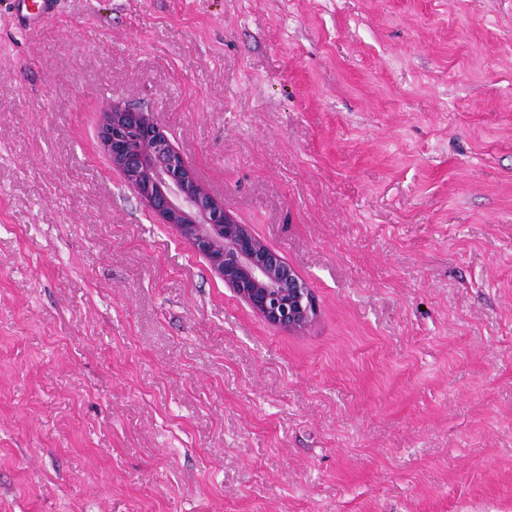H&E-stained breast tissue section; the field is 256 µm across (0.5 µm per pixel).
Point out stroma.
I'll return each mask as SVG.
<instances>
[{
  "mask_svg": "<svg viewBox=\"0 0 512 512\" xmlns=\"http://www.w3.org/2000/svg\"><path fill=\"white\" fill-rule=\"evenodd\" d=\"M113 101L307 333L125 186ZM0 512H512V0H0ZM99 143L137 197L257 315L307 331L317 305L295 271L212 195L147 108L112 102L100 112Z\"/></svg>",
  "mask_w": 512,
  "mask_h": 512,
  "instance_id": "obj_1",
  "label": "stroma"
}]
</instances>
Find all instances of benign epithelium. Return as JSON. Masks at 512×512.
<instances>
[{
	"mask_svg": "<svg viewBox=\"0 0 512 512\" xmlns=\"http://www.w3.org/2000/svg\"><path fill=\"white\" fill-rule=\"evenodd\" d=\"M99 143L112 169L257 315L293 333L317 318L312 289L198 179L150 110L112 102L100 112Z\"/></svg>",
	"mask_w": 512,
	"mask_h": 512,
	"instance_id": "obj_1",
	"label": "benign epithelium"
}]
</instances>
